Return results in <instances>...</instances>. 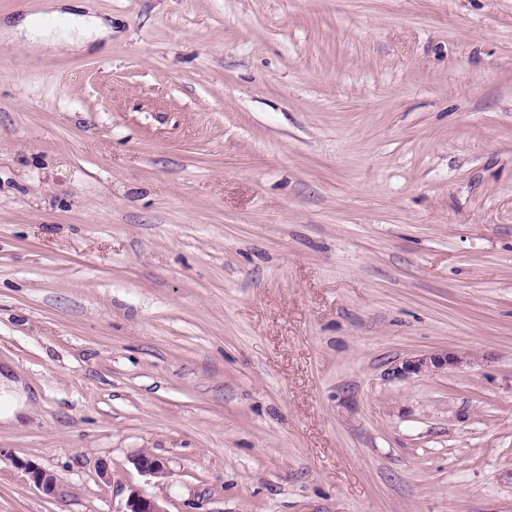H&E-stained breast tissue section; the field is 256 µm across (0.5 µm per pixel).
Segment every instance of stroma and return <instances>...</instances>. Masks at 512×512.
Instances as JSON below:
<instances>
[{
	"mask_svg": "<svg viewBox=\"0 0 512 512\" xmlns=\"http://www.w3.org/2000/svg\"><path fill=\"white\" fill-rule=\"evenodd\" d=\"M85 3L0 36V512H512V0ZM51 7L50 16L56 17L60 24L67 27L69 35L68 44L75 48H85L86 45L108 38L112 35V26L108 25L92 11L80 14L68 11V7L85 10V5L74 6V1L82 0H55ZM47 15H25L21 18L15 25L5 26L4 32L14 39L25 38L30 42H37L40 46L44 48L54 49L58 42L56 38L52 35L51 28H42L38 31L37 39H35V34L38 29V26L43 22V17ZM459 362L460 359L457 356L448 354V352L433 353L415 360H407L402 363V366H396L393 373L397 376H405L408 374L434 371ZM123 512H166L158 498L142 494L132 489L127 497Z\"/></svg>",
	"mask_w": 512,
	"mask_h": 512,
	"instance_id": "stroma-1",
	"label": "stroma"
}]
</instances>
